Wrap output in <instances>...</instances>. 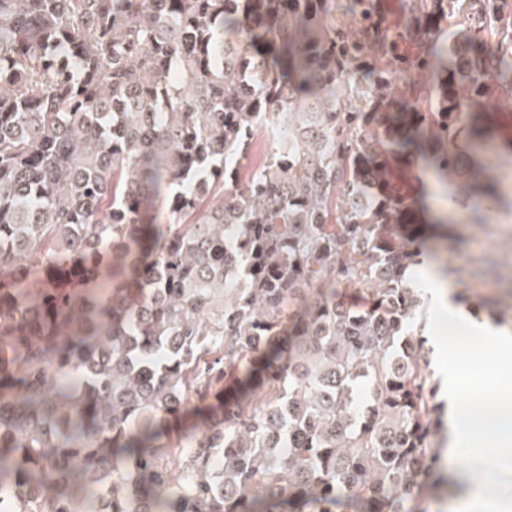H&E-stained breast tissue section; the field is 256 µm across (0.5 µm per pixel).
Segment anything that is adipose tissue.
Masks as SVG:
<instances>
[{"mask_svg": "<svg viewBox=\"0 0 512 512\" xmlns=\"http://www.w3.org/2000/svg\"><path fill=\"white\" fill-rule=\"evenodd\" d=\"M424 297L434 328L448 334L443 351L448 357L449 449L467 445L476 473L464 477L455 512H512V497L502 488L512 477V365L488 363L478 356L480 345L512 351V328L474 320L456 299V291L437 285L429 265H422ZM490 389L486 413L468 401L476 388Z\"/></svg>", "mask_w": 512, "mask_h": 512, "instance_id": "adipose-tissue-1", "label": "adipose tissue"}]
</instances>
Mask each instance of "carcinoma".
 Returning <instances> with one entry per match:
<instances>
[{
	"instance_id": "carcinoma-1",
	"label": "carcinoma",
	"mask_w": 512,
	"mask_h": 512,
	"mask_svg": "<svg viewBox=\"0 0 512 512\" xmlns=\"http://www.w3.org/2000/svg\"><path fill=\"white\" fill-rule=\"evenodd\" d=\"M355 3L0 0V512H427L406 169L480 188L512 0ZM381 9L388 25L392 28L401 27L410 15L409 0H381Z\"/></svg>"
}]
</instances>
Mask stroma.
Returning a JSON list of instances; mask_svg holds the SVG:
<instances>
[{
  "label": "stroma",
  "instance_id": "stroma-1",
  "mask_svg": "<svg viewBox=\"0 0 512 512\" xmlns=\"http://www.w3.org/2000/svg\"><path fill=\"white\" fill-rule=\"evenodd\" d=\"M458 196L462 204L453 211L451 224L439 228L438 240L428 241L424 256L433 263L447 258L453 269L448 280L458 300L476 317L512 326V193L500 203H485L479 211L469 190L459 191ZM415 324V337L423 342L431 380L438 388L437 400L447 402L443 388L447 362L439 357V342L431 338L427 307L419 308ZM467 459L464 451L442 459L441 478L427 489L429 512H450Z\"/></svg>",
  "mask_w": 512,
  "mask_h": 512
}]
</instances>
